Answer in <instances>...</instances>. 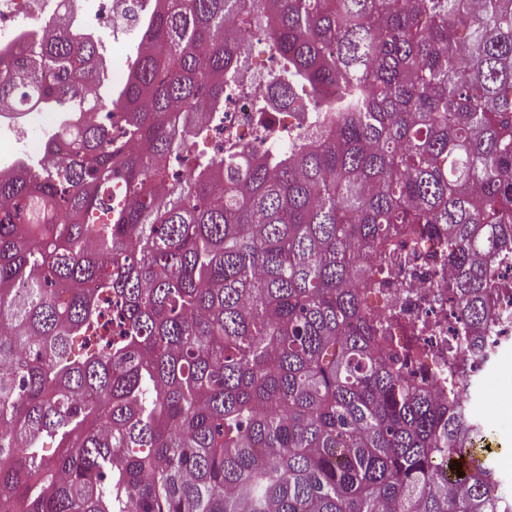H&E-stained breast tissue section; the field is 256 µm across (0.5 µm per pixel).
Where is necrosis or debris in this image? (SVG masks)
<instances>
[{"label": "necrosis or debris", "mask_w": 512, "mask_h": 512, "mask_svg": "<svg viewBox=\"0 0 512 512\" xmlns=\"http://www.w3.org/2000/svg\"><path fill=\"white\" fill-rule=\"evenodd\" d=\"M151 0H0V54L37 46L45 40L47 23L67 16L70 26L87 35L112 39L132 35L135 17ZM249 61L241 86L224 100V130L214 141L235 144L263 154L285 151L300 130L321 122L314 112H275L270 127H263L252 103L274 88L276 51L264 32L248 30L243 53ZM57 113L24 110L0 114V170L10 171L20 159L39 156ZM375 286L365 299L369 313L391 336L398 355L409 370L427 377L439 395L455 390L465 395L467 383L481 376L490 359L507 363L505 347L512 345V258L496 260L489 273L496 283L487 297L488 317L481 329L461 325L456 300L448 292V240L444 236L419 237L415 231L389 251L369 259Z\"/></svg>", "instance_id": "obj_1"}]
</instances>
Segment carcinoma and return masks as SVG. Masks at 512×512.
Here are the masks:
<instances>
[{"instance_id":"1","label":"carcinoma","mask_w":512,"mask_h":512,"mask_svg":"<svg viewBox=\"0 0 512 512\" xmlns=\"http://www.w3.org/2000/svg\"><path fill=\"white\" fill-rule=\"evenodd\" d=\"M238 15L286 153H196L241 77ZM0 56V112L51 109L0 174L7 512H508L454 393L386 360L360 284L406 224L448 236L457 317L512 253V0H156L129 73L64 19ZM184 177L157 193L166 161ZM83 354H74L75 343Z\"/></svg>"}]
</instances>
